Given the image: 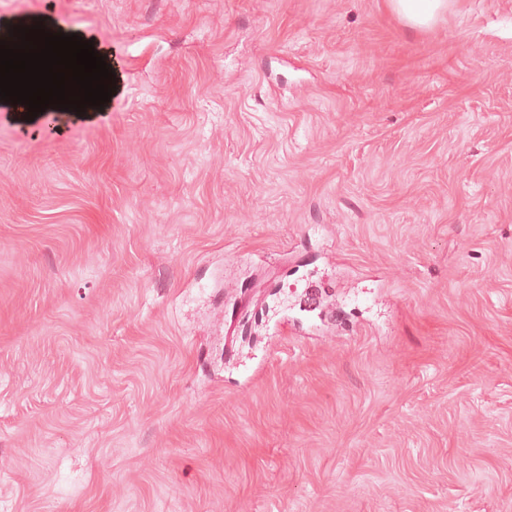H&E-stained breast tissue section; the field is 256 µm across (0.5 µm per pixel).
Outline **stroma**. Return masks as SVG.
I'll list each match as a JSON object with an SVG mask.
<instances>
[{"label": "stroma", "mask_w": 512, "mask_h": 512, "mask_svg": "<svg viewBox=\"0 0 512 512\" xmlns=\"http://www.w3.org/2000/svg\"><path fill=\"white\" fill-rule=\"evenodd\" d=\"M108 111L0 108V512H512V0H0ZM392 9L412 27H428L448 9L447 0H389Z\"/></svg>", "instance_id": "1"}]
</instances>
